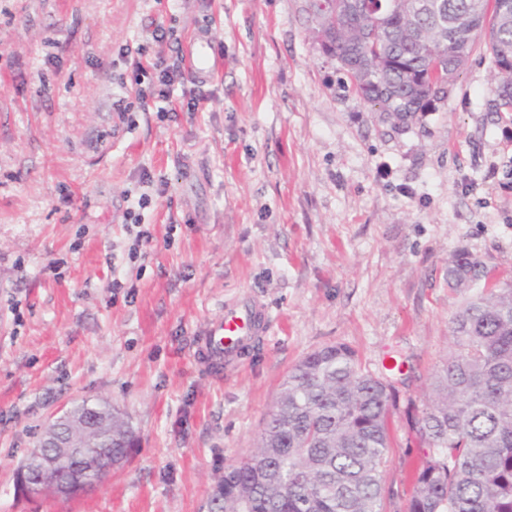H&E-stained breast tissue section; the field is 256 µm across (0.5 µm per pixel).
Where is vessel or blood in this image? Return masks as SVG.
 Instances as JSON below:
<instances>
[{
    "mask_svg": "<svg viewBox=\"0 0 512 512\" xmlns=\"http://www.w3.org/2000/svg\"><path fill=\"white\" fill-rule=\"evenodd\" d=\"M188 60L193 77L211 78L217 68L213 49L207 37L190 42ZM270 326L264 309L250 297L243 296L226 303L211 318L198 340V351L206 367L219 370L240 363L256 337L267 335Z\"/></svg>",
    "mask_w": 512,
    "mask_h": 512,
    "instance_id": "vessel-or-blood-1",
    "label": "vessel or blood"
}]
</instances>
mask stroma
Listing matches in <instances>:
<instances>
[{
    "label": "stroma",
    "instance_id": "stroma-1",
    "mask_svg": "<svg viewBox=\"0 0 512 512\" xmlns=\"http://www.w3.org/2000/svg\"><path fill=\"white\" fill-rule=\"evenodd\" d=\"M160 25L170 62L199 35L219 59L199 110L178 84L163 119L127 57ZM312 27L308 0H0V512H207L288 371L335 343L402 364L384 487L411 496L426 448L407 405L471 295L448 260L512 282V114L480 44L436 111L395 124ZM243 294L271 333L211 373L196 339ZM84 400L131 422L124 462L78 497L22 494L43 426ZM475 265L463 254L453 257L448 263V287L452 290L461 288L463 280L468 279L469 273L474 271Z\"/></svg>",
    "mask_w": 512,
    "mask_h": 512
}]
</instances>
